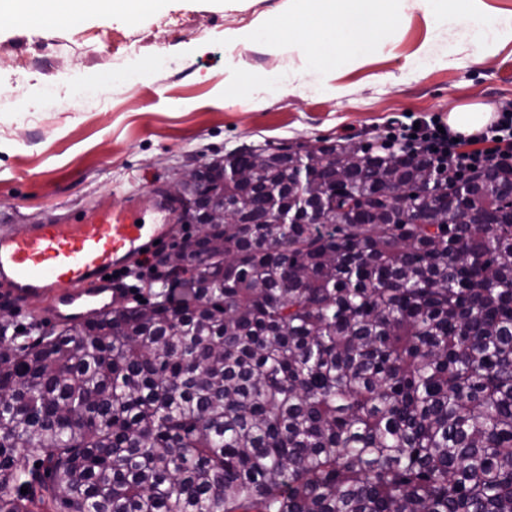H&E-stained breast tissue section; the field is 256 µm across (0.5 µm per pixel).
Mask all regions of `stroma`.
I'll use <instances>...</instances> for the list:
<instances>
[{"mask_svg": "<svg viewBox=\"0 0 512 512\" xmlns=\"http://www.w3.org/2000/svg\"><path fill=\"white\" fill-rule=\"evenodd\" d=\"M400 11L335 74L284 34L226 47L225 30L287 15L288 0H149L132 14L0 22V229L149 195L244 145L377 147L396 117L512 108V0H474L467 20H429L421 0ZM276 79L287 91L267 90Z\"/></svg>", "mask_w": 512, "mask_h": 512, "instance_id": "obj_1", "label": "stroma"}]
</instances>
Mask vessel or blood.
Masks as SVG:
<instances>
[{"mask_svg": "<svg viewBox=\"0 0 512 512\" xmlns=\"http://www.w3.org/2000/svg\"><path fill=\"white\" fill-rule=\"evenodd\" d=\"M173 204L159 196L106 199L72 220L12 224L0 230V293L33 308L47 327L110 307L120 271L166 242Z\"/></svg>", "mask_w": 512, "mask_h": 512, "instance_id": "obj_1", "label": "vessel or blood"}]
</instances>
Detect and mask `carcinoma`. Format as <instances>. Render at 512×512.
I'll return each instance as SVG.
<instances>
[{
  "instance_id": "obj_1",
  "label": "carcinoma",
  "mask_w": 512,
  "mask_h": 512,
  "mask_svg": "<svg viewBox=\"0 0 512 512\" xmlns=\"http://www.w3.org/2000/svg\"><path fill=\"white\" fill-rule=\"evenodd\" d=\"M226 168L176 296L0 324V512H512V166L446 193L324 142L197 178Z\"/></svg>"
}]
</instances>
